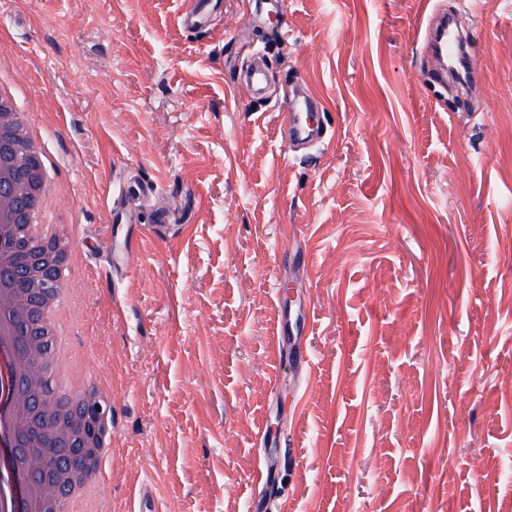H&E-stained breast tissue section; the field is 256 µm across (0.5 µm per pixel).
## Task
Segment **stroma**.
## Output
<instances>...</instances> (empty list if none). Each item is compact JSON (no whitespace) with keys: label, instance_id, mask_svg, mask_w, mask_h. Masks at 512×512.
Segmentation results:
<instances>
[{"label":"stroma","instance_id":"1","mask_svg":"<svg viewBox=\"0 0 512 512\" xmlns=\"http://www.w3.org/2000/svg\"><path fill=\"white\" fill-rule=\"evenodd\" d=\"M454 2L218 0L189 32L198 0H0L79 259L73 351L111 393L99 512H248L262 461L268 512H512V0L467 7L465 102L421 47ZM297 85L308 149L281 134Z\"/></svg>","mask_w":512,"mask_h":512}]
</instances>
